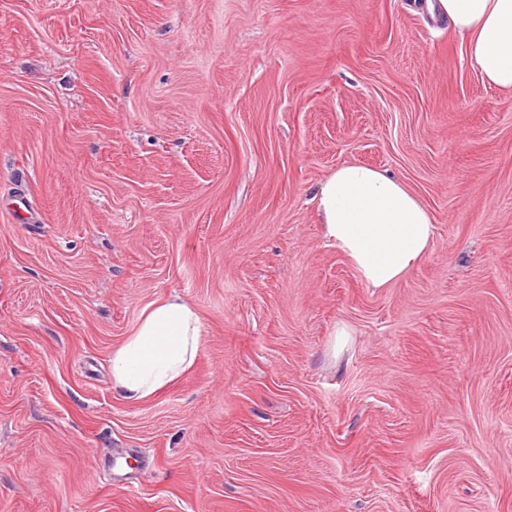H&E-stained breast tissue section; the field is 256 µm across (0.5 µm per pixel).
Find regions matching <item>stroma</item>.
Listing matches in <instances>:
<instances>
[{
  "label": "stroma",
  "instance_id": "35a3bbf8",
  "mask_svg": "<svg viewBox=\"0 0 512 512\" xmlns=\"http://www.w3.org/2000/svg\"><path fill=\"white\" fill-rule=\"evenodd\" d=\"M352 161L434 220L386 288L316 213ZM172 293L197 359L128 399L112 351ZM0 512H512V93L449 23L0 0Z\"/></svg>",
  "mask_w": 512,
  "mask_h": 512
}]
</instances>
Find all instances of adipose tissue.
<instances>
[{
    "label": "adipose tissue",
    "mask_w": 512,
    "mask_h": 512,
    "mask_svg": "<svg viewBox=\"0 0 512 512\" xmlns=\"http://www.w3.org/2000/svg\"><path fill=\"white\" fill-rule=\"evenodd\" d=\"M459 38L462 56L488 86L512 90V0H427ZM325 237L372 288L387 287L428 253L435 226L400 179L360 162L342 164L314 197ZM200 317L179 294L151 303L111 357L112 379L126 396L148 398L195 362Z\"/></svg>",
    "instance_id": "ef3b65f1"
}]
</instances>
